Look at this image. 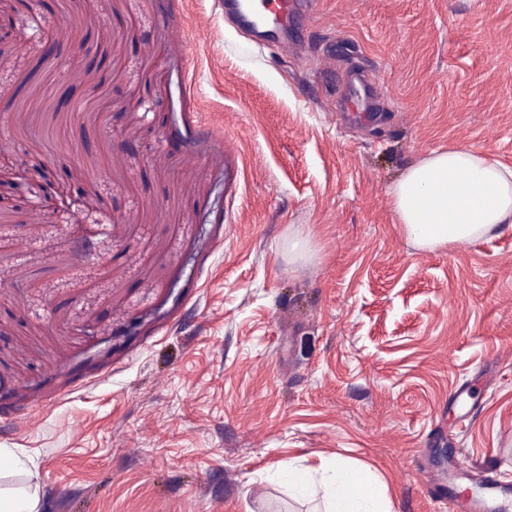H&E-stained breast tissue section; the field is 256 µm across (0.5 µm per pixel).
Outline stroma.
<instances>
[{
    "label": "stroma",
    "instance_id": "1",
    "mask_svg": "<svg viewBox=\"0 0 512 512\" xmlns=\"http://www.w3.org/2000/svg\"><path fill=\"white\" fill-rule=\"evenodd\" d=\"M0 23L27 39L0 54V181L55 170L49 219L0 207V448L26 464L0 488L321 512L275 475L339 459L440 512L512 483V224L421 249L391 197L437 150L512 167V0H318L285 53L218 0H0ZM350 64L372 100L338 99Z\"/></svg>",
    "mask_w": 512,
    "mask_h": 512
}]
</instances>
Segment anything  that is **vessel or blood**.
Here are the masks:
<instances>
[{"instance_id":"b4317fda","label":"vessel or blood","mask_w":512,"mask_h":512,"mask_svg":"<svg viewBox=\"0 0 512 512\" xmlns=\"http://www.w3.org/2000/svg\"><path fill=\"white\" fill-rule=\"evenodd\" d=\"M224 19L272 37L276 46L294 44L292 31L308 25L315 0H220Z\"/></svg>"}]
</instances>
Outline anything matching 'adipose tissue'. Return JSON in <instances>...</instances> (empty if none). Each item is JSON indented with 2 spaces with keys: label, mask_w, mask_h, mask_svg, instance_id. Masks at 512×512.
<instances>
[{
  "label": "adipose tissue",
  "mask_w": 512,
  "mask_h": 512,
  "mask_svg": "<svg viewBox=\"0 0 512 512\" xmlns=\"http://www.w3.org/2000/svg\"><path fill=\"white\" fill-rule=\"evenodd\" d=\"M406 237L430 250L470 242L500 224H512V168L472 147L432 152L410 166L392 189ZM288 478L301 496L322 497L325 512H390L376 480L342 466L320 478L297 471Z\"/></svg>",
  "instance_id": "adipose-tissue-1"
}]
</instances>
